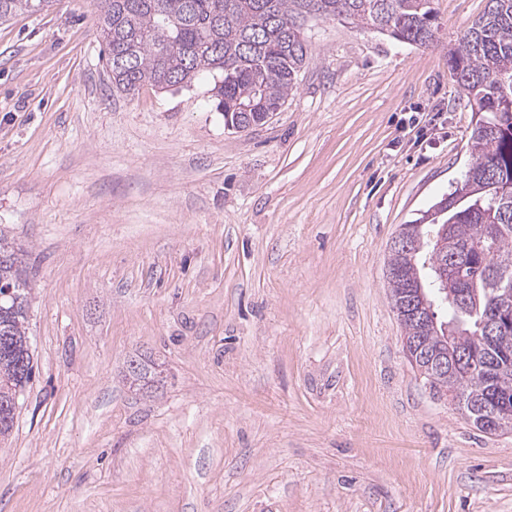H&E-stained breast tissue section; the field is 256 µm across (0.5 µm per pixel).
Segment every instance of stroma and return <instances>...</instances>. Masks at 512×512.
<instances>
[{
    "label": "stroma",
    "mask_w": 512,
    "mask_h": 512,
    "mask_svg": "<svg viewBox=\"0 0 512 512\" xmlns=\"http://www.w3.org/2000/svg\"><path fill=\"white\" fill-rule=\"evenodd\" d=\"M432 7L426 46L309 19L295 90L238 133L204 79L114 92L92 0L0 23L34 359L0 512H512V431L434 394L386 281L472 162L448 51L485 0ZM133 364H136V366L132 367ZM154 365L155 363L150 358H146V356L131 357L127 361L126 367L131 384L139 386V389L152 388L157 381L155 380L157 373L155 372Z\"/></svg>",
    "instance_id": "35a3bbf8"
}]
</instances>
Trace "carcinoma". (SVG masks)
<instances>
[{
	"mask_svg": "<svg viewBox=\"0 0 512 512\" xmlns=\"http://www.w3.org/2000/svg\"><path fill=\"white\" fill-rule=\"evenodd\" d=\"M50 0H0V21L19 12H37ZM103 37V59L112 88L133 94L144 86L158 89L190 87L202 78L214 81L212 93L224 113V126L249 130L263 112H276L296 88L308 55L305 22L313 17L340 19L396 41L427 45L436 39L438 24L431 0H94ZM448 67L460 91L479 114L471 137L474 182L484 188L482 209L455 210L452 236L442 247L426 246L409 260L390 250L387 267L418 277L430 300L445 308L438 333L427 336L446 351L470 349L484 356L506 352L512 358V335L495 346L482 339L479 318L512 292V89L503 93L500 74L512 76V0H486L448 51ZM498 224L489 238L485 225ZM467 251L457 265L448 255ZM0 280L13 296L0 301V397L17 379L31 382L34 365L28 336L29 285L26 251L0 233ZM465 287L479 288L475 315L459 312L443 301L431 284L438 273ZM131 383L149 389L155 383L154 362L135 356L127 361ZM430 387L448 393L463 413L472 400L504 399L512 404V373L497 390L489 373L477 363L463 376H431Z\"/></svg>",
	"mask_w": 512,
	"mask_h": 512,
	"instance_id": "cac0c4a2",
	"label": "carcinoma"
}]
</instances>
